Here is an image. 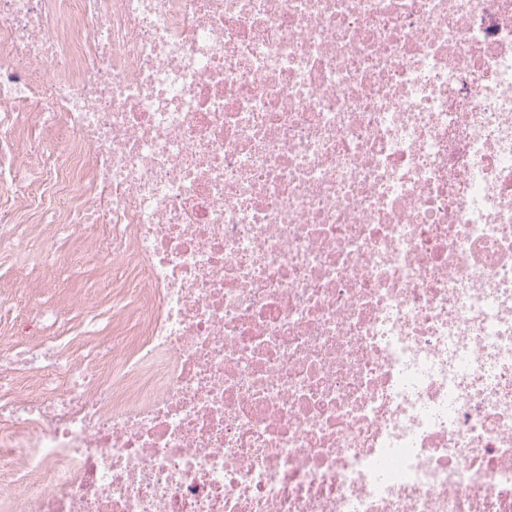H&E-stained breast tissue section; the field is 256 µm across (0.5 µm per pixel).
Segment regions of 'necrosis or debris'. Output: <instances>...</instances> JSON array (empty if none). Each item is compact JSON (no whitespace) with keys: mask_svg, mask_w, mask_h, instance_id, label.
I'll use <instances>...</instances> for the list:
<instances>
[{"mask_svg":"<svg viewBox=\"0 0 512 512\" xmlns=\"http://www.w3.org/2000/svg\"><path fill=\"white\" fill-rule=\"evenodd\" d=\"M0 253V512H512V0H0ZM66 259L76 262L82 267V273L68 281L65 289L45 288L44 295L46 297H58L67 295L76 298H84L86 302H102L103 304L110 302L112 299V279H108L103 283L99 273L92 266L85 264L82 248L77 245H71L69 255ZM67 325L64 331V336L67 340L81 352L85 354L95 350L96 345L103 336H112V329L114 326H119L118 321H113L112 318L99 323L97 327V335L88 337L85 335V328L82 318L73 312H69Z\"/></svg>","mask_w":512,"mask_h":512,"instance_id":"4bbe7bcc","label":"necrosis or debris"}]
</instances>
